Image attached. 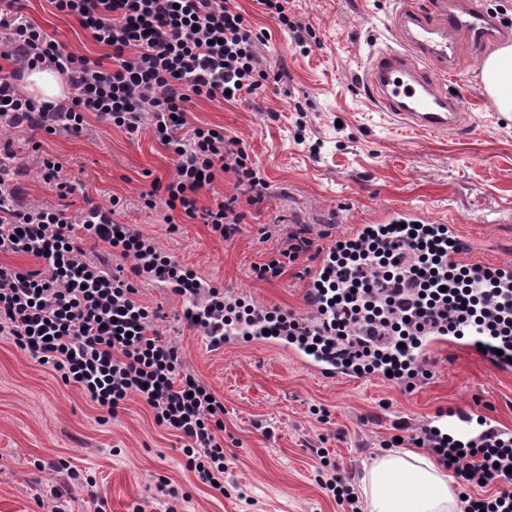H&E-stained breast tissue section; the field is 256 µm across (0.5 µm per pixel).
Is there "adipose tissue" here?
<instances>
[{
  "mask_svg": "<svg viewBox=\"0 0 512 512\" xmlns=\"http://www.w3.org/2000/svg\"><path fill=\"white\" fill-rule=\"evenodd\" d=\"M482 82L500 112H512V45L490 53ZM367 512H462L460 492L432 456L393 448L373 459L361 480Z\"/></svg>",
  "mask_w": 512,
  "mask_h": 512,
  "instance_id": "adipose-tissue-1",
  "label": "adipose tissue"
}]
</instances>
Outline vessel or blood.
Returning a JSON list of instances; mask_svg holds the SVG:
<instances>
[{"label":"vessel or blood","instance_id":"vessel-or-blood-1","mask_svg":"<svg viewBox=\"0 0 512 512\" xmlns=\"http://www.w3.org/2000/svg\"><path fill=\"white\" fill-rule=\"evenodd\" d=\"M403 28L402 48L380 51L367 71L368 89L378 107L401 118L410 127L447 132L459 129L465 114L459 101L440 92L435 83L423 80L419 71L428 59L445 63L447 70L458 67L457 46L465 41L481 47L511 36L501 28L485 9L482 0H436L431 9H424L417 0H405L399 11ZM448 235L457 247L448 255L453 264L476 263L480 252L476 240L460 234L457 225H449ZM331 245H324L317 262L310 268L308 289L302 302L308 311H315L312 284L329 265ZM289 354L298 363L327 379H351L352 369L307 355L296 347Z\"/></svg>","mask_w":512,"mask_h":512}]
</instances>
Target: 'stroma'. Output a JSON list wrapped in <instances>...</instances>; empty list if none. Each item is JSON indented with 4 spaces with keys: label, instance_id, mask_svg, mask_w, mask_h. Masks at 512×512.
Here are the masks:
<instances>
[{
    "label": "stroma",
    "instance_id": "obj_1",
    "mask_svg": "<svg viewBox=\"0 0 512 512\" xmlns=\"http://www.w3.org/2000/svg\"><path fill=\"white\" fill-rule=\"evenodd\" d=\"M236 2L263 35L269 79L235 103L192 99L187 114L189 125L236 139L267 184L253 204L229 173L201 193L203 207L236 198L241 224L234 237L146 207L153 182L175 174L170 150L148 126L133 141L94 118L78 136L15 133L28 170L27 201L58 200L37 174L38 152L30 146L37 140L63 161L65 178L82 184L68 199L72 220L92 202L115 208L116 220L230 295L297 314L321 247L386 209L420 208L456 224L480 238V263L512 255V119L486 92L470 45L459 46L458 70L438 82L459 99L465 125L430 134L379 111L365 92L372 52L396 43L394 0H288L290 18L312 33L303 48L257 0ZM21 17L75 54L106 52L49 0H26ZM299 225L310 246L284 256ZM136 287L139 302L163 313L160 329L180 347L188 371L224 402L223 491L186 470L176 437L138 396L104 418L81 390L0 335V512H90L83 486L90 477L104 512H344L318 484L313 449H323L355 483L385 449L413 447L418 427L448 425L449 412L512 429V373H497L475 356H430V377L409 386L377 375L325 380L260 341L210 350L183 320L181 297L145 281ZM163 478L180 500L160 491Z\"/></svg>",
    "mask_w": 512,
    "mask_h": 512
}]
</instances>
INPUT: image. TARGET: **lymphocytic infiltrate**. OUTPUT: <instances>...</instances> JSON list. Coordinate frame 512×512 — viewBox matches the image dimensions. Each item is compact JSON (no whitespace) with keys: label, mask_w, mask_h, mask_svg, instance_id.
<instances>
[{"label":"lymphocytic infiltrate","mask_w":512,"mask_h":512,"mask_svg":"<svg viewBox=\"0 0 512 512\" xmlns=\"http://www.w3.org/2000/svg\"><path fill=\"white\" fill-rule=\"evenodd\" d=\"M49 2L108 53L79 56L41 26L0 18V58L10 63L0 67V128L77 136L92 115L134 140L151 125L173 154L175 175L164 191L149 192L147 207L177 210L224 238L235 236L241 216L232 204L202 210L199 194L220 172L232 173L256 200L265 182L223 130L197 126L180 134L191 98L227 103L256 94L267 78L261 36L235 0ZM40 65L64 76L72 96L44 102L23 92L25 72ZM25 173L11 144L1 146L0 251L34 256L42 268L24 273L0 265V335L108 414L139 396L156 424L178 438L187 470L206 486L223 482L224 404L188 372L180 350L161 336L158 312L137 300L134 285L144 270L162 271L181 293L197 292L199 282L97 207L76 223L61 206L25 204ZM89 239L116 248L132 265L110 270L91 260ZM450 248L447 230L435 224L378 225L333 252L315 288L321 326L247 302L228 307L216 297L195 327L292 340L359 374L388 372L399 381L427 375L422 348L433 336L471 338L512 358V277L449 264ZM415 442L458 484L491 486V494L466 496L463 512H512L511 430L488 424L457 438L426 426Z\"/></svg>","instance_id":"obj_1"}]
</instances>
